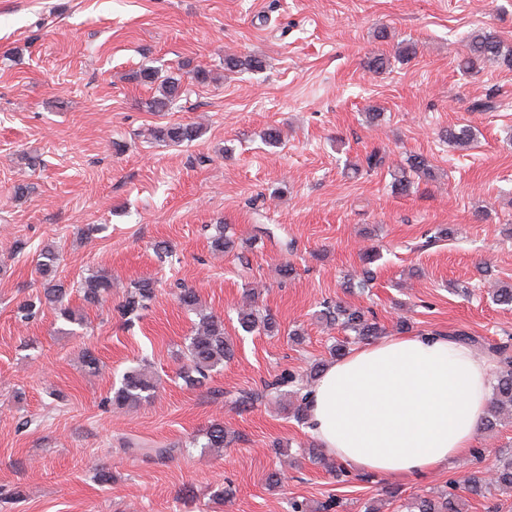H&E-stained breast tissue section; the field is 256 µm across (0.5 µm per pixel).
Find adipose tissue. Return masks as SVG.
Instances as JSON below:
<instances>
[{
    "label": "adipose tissue",
    "mask_w": 512,
    "mask_h": 512,
    "mask_svg": "<svg viewBox=\"0 0 512 512\" xmlns=\"http://www.w3.org/2000/svg\"><path fill=\"white\" fill-rule=\"evenodd\" d=\"M491 383L489 362L447 336L382 339L325 368L307 430L344 465L406 481L470 453Z\"/></svg>",
    "instance_id": "obj_1"
}]
</instances>
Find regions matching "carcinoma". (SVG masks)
Here are the masks:
<instances>
[{"label":"carcinoma","mask_w":512,"mask_h":512,"mask_svg":"<svg viewBox=\"0 0 512 512\" xmlns=\"http://www.w3.org/2000/svg\"><path fill=\"white\" fill-rule=\"evenodd\" d=\"M468 53L459 62L464 71L476 69L480 64H491L512 68V45L505 43L492 30L480 28L471 32L467 39ZM265 67L264 61L255 56L228 57L224 59V68L229 71L253 70L259 71ZM181 79L169 77L159 88V96L147 103V107L154 112H162L171 107L181 94ZM200 131L190 124H172L152 132L154 138L181 144L195 140ZM474 138V131L469 126L458 129H448V141L458 147L466 148ZM407 167L399 169L395 174L393 186L400 193L410 190L412 182L407 172H413L420 177L431 176V167L427 159L421 155H412L406 159ZM41 260L38 263L41 274L49 278L44 288V304L57 311V314L68 321H77L74 311L65 303L67 290L54 282L52 274L55 273V260L57 251L46 246L41 250ZM84 301L90 304H99L112 292V278L103 272L92 273L78 284ZM156 297L155 282L151 279H142L127 291L124 300L119 305L121 314L132 319L140 315L149 303ZM180 304L187 310L195 312L199 320L194 325L191 336L187 338L185 356L188 364L181 372V378L190 385H202L208 380L212 371L218 366L234 358V347L224 334V321L203 309L198 294L190 288L180 291L178 296ZM322 315L332 323H339L343 330L350 332L359 340H369L381 334L378 322L369 317L364 311L344 306L340 303L326 306ZM238 324L242 331L252 333L264 331L272 334L278 330L274 317L262 315L251 307L238 311ZM322 367L315 363L309 371L297 377L292 373L281 374L274 382L266 385L269 390L280 391L286 386L295 387L299 394L307 389L316 380ZM153 390L151 378L142 367H134L122 375L121 385L112 396V405L117 408L137 405L150 396ZM512 416V367L502 368L496 375L487 412L484 429L492 431L501 422V416ZM205 442L203 448L224 447V424L214 422L203 433ZM455 491L444 496L413 497L404 504L407 512H464L466 501L473 497H484L491 489L498 487L512 492V456H501L493 466L491 478L486 479L476 473L464 481L452 482Z\"/></svg>","instance_id":"1"}]
</instances>
